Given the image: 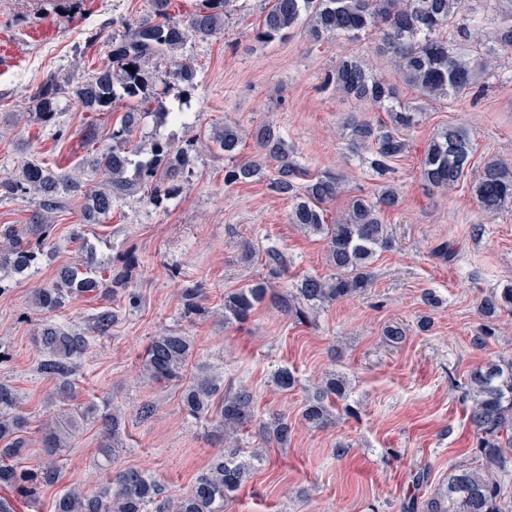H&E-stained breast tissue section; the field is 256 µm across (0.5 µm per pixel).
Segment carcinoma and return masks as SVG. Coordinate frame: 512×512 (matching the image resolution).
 I'll return each instance as SVG.
<instances>
[{
	"label": "carcinoma",
	"instance_id": "carcinoma-1",
	"mask_svg": "<svg viewBox=\"0 0 512 512\" xmlns=\"http://www.w3.org/2000/svg\"><path fill=\"white\" fill-rule=\"evenodd\" d=\"M151 9L143 17L112 34L106 43L105 60L77 85L56 74L31 89L29 99L38 121L58 122L72 102L88 112L112 111V103L125 99L132 103L123 113L119 126L112 127V144L96 151L90 167L101 175L94 187L65 171H54L46 164L29 163L12 176L0 179V198L27 193L38 196V208L31 217L34 238L13 224L0 225V269L24 274L37 266L50 247L47 215L61 209L64 200L78 195L85 199L81 223L101 224L112 216V208L125 196L143 187L149 200L159 202L175 195L191 163L196 143L175 144L156 140L148 157L131 159V137L148 115L164 123L178 120L173 112H153L156 89L142 71L146 59L175 53L190 40L207 41L220 32L230 0H201L187 22L172 14L173 0H150ZM464 0H271L256 33V40L269 44L301 29L314 42L333 39L359 41L372 36L378 49L389 57L404 83L417 94L421 105L402 102L397 87L370 70L355 55L336 61L327 83L336 92L360 102H371L387 114L388 121L376 123L353 119L348 124L353 147L369 144L373 150L370 167L383 175L389 163L403 156L408 143L403 131L418 124L424 107L446 101L464 90L480 85L491 59L512 50V0L500 3L502 21L494 47L484 53H467L460 41L481 43L483 19L459 15ZM133 67L134 71L127 70ZM169 77L187 88L194 87L196 69L187 61L174 60ZM257 158L240 159L241 130L224 124L212 143L224 152V185L233 186L265 179L273 193L288 198L292 207L289 222L309 235L320 237L326 248V261L332 274H308L280 292L265 281H256L224 296V322H247L258 306L267 302L300 322H311L325 308L363 291L371 280L370 268L377 254L392 247V235L384 223V212L398 206L399 189L389 183L373 195H355L332 220L326 205L345 193V181L338 172L312 174L294 156V149L279 127L272 123L257 126L252 134ZM474 144L464 126H448L430 138L421 159L420 173L430 191L454 189L468 172ZM470 190L483 215L494 216L512 209V162L488 159L470 184ZM78 263L58 273L50 288L34 290L36 308L53 313L65 306L75 293L100 292L123 295L129 307L139 304L134 289L127 288L131 259L105 277L106 268L96 250L81 245ZM185 313H206L200 288L183 290ZM478 310L484 323L473 343L481 346L495 334V320L502 313L512 314V286L497 288L480 297ZM116 315L111 309L96 317L94 330L105 336ZM38 344L43 353L39 364L42 376L53 380L54 400L59 402L46 420L42 439L45 454L31 466L22 468L18 457L26 446L28 419L20 409V396L11 385L0 382V485L31 496L45 485L59 481V459L68 448L69 431L78 420L97 414L88 407L75 416L69 412L72 362L88 345L82 333L55 324L41 328ZM191 344L177 332L153 337L144 358L143 370L158 382L179 380L191 357ZM280 391L295 388L294 374L280 369L273 375ZM348 385L345 377L324 376L310 391L303 411L304 421L322 427L337 419L335 411H354L345 404ZM255 393L243 387L224 390L221 380L203 368L193 374L181 395L183 411L194 418L216 423L229 452H220L206 469L199 472L190 490L179 498L165 495V488L151 473L128 468L94 493L72 487L55 502L54 512H224V501L238 490L249 474L251 463L236 460L237 434L249 424H259L263 439L280 446L288 444L292 425L276 415L264 420L257 413ZM461 401L473 428L475 458L479 467L459 469L431 497L412 500L411 512H506L504 479L512 477V356L501 357L471 372L461 386ZM106 434L101 451L105 462L122 447L121 418L117 412L103 415Z\"/></svg>",
	"mask_w": 512,
	"mask_h": 512
}]
</instances>
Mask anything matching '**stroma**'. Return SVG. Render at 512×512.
<instances>
[{"mask_svg":"<svg viewBox=\"0 0 512 512\" xmlns=\"http://www.w3.org/2000/svg\"><path fill=\"white\" fill-rule=\"evenodd\" d=\"M150 0H84L70 14L54 10L51 0H0V178L14 175L23 161L36 159L70 171L83 182L96 178L87 160L96 146L109 144L110 133L127 107L86 112L70 107L56 127L34 122L30 89L49 74L71 81L84 79L104 56L103 40L121 31L124 21L147 14ZM269 0H233L224 29L205 42L181 51L197 70V85L183 92L167 83L171 55L145 61L144 69L166 83L161 100L167 111L184 113L180 122L157 124L143 119L135 147L152 139L196 141L198 152L177 195L160 204L144 193L120 201L108 222L82 224L84 201L74 196L51 217L55 247L24 278L0 281V381L21 397L29 420L22 465L42 454L43 424L54 404V384L36 373L41 351L34 338L42 325L54 323L84 333L88 348L77 360L71 380L72 411L89 404L119 410L124 424L122 448L104 463L99 422H82L61 457L60 480L32 498L0 487L16 512H53L54 501L71 486L98 490L116 472L129 467L152 473L168 495L186 492L220 445L210 422L187 417L180 404L183 381L157 383L143 373V356L158 332L189 336L193 363L210 366L225 386L247 387L257 395L262 413L288 417L293 435L287 447L262 442L254 427L240 436V457L252 461L249 479L224 503V512H403L413 498H427L457 469L475 466L474 434L454 388L490 360L512 355V316L503 315L496 336L473 343L481 319L476 301L490 289L512 284V212L482 216L468 184L447 192H429L420 175L423 151L437 128L467 127L475 144L471 169L498 157L512 161V55L495 59L479 88L426 109L420 124L409 129L407 153L391 163L387 176L371 169L370 151L349 152L344 124L357 117L377 121L386 114L337 94L325 79L337 60L358 54L375 73L394 77L387 56L372 38L352 43L312 42L297 30L288 38L259 43L256 30ZM98 44H90V36ZM280 126L298 161L311 170H334L346 181L347 194L328 204L329 214L344 209L347 195L373 194L383 180L394 181L402 202L384 215L394 238L372 268L368 288L324 308L314 322L298 324L270 305L257 308L248 322H224V297L258 278L273 290L303 274H326L322 240L301 233L288 221L291 204L272 193L265 180L225 187L223 152L210 146L223 124L252 132L260 123ZM59 124V125H60ZM95 127L96 144L84 131ZM83 225L85 237L103 261L120 266L127 256L137 264L131 286L140 295L137 308L105 297H70L54 314L32 305L36 287L51 286L61 267L80 257L71 233ZM483 225L474 233V225ZM453 244V262L432 255L439 242ZM255 253L245 261L244 247ZM281 251L288 265L269 277L266 252ZM200 286L208 315L188 319L183 288ZM437 307L423 301L426 292ZM117 313L109 335L93 330L104 307ZM430 317L421 332L417 322ZM402 324L400 344L387 341L384 330ZM281 367L294 371L298 384L278 392L272 383ZM339 372L350 382L349 405L355 414L317 429L306 424L302 408L307 389L326 373ZM151 405L143 417V405ZM260 460H253V453ZM426 483L415 484L418 473Z\"/></svg>","mask_w":512,"mask_h":512,"instance_id":"1","label":"stroma"}]
</instances>
